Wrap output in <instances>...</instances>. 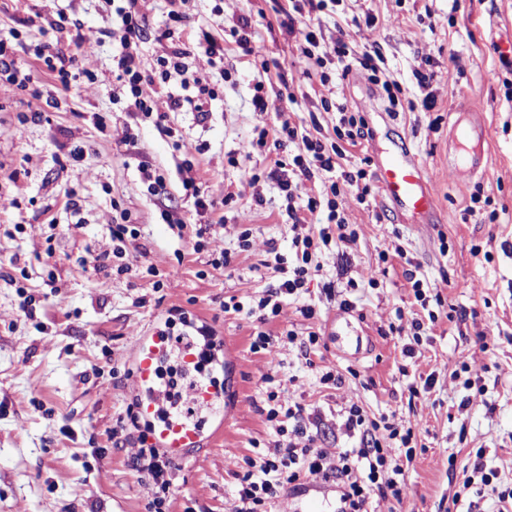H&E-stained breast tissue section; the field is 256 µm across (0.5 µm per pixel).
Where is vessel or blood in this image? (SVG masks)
Returning <instances> with one entry per match:
<instances>
[{
  "label": "vessel or blood",
  "mask_w": 512,
  "mask_h": 512,
  "mask_svg": "<svg viewBox=\"0 0 512 512\" xmlns=\"http://www.w3.org/2000/svg\"><path fill=\"white\" fill-rule=\"evenodd\" d=\"M458 131L465 146L457 157V169L481 167L485 155L478 143L485 136L484 130L466 123L460 125ZM376 178L385 196L399 211L411 214L419 223H427L435 210V201L416 154L402 151L391 155L378 165ZM231 352L232 344L228 339L197 345L183 342L181 337L158 327L133 337L131 361L137 384L136 409L148 427L154 446L168 458L186 457L212 441L213 436L199 415L205 411L219 423L228 422L234 390L229 385L196 381L181 394L177 404H169L166 391L157 383L161 362L176 353L185 364H210L227 374L235 368Z\"/></svg>",
  "instance_id": "vessel-or-blood-1"
}]
</instances>
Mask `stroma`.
<instances>
[{"label": "stroma", "mask_w": 512, "mask_h": 512, "mask_svg": "<svg viewBox=\"0 0 512 512\" xmlns=\"http://www.w3.org/2000/svg\"><path fill=\"white\" fill-rule=\"evenodd\" d=\"M287 9L288 0H193L182 24L187 32L202 26L225 37L238 18H249L254 37L277 63L263 71L229 46L224 63L232 78L218 89L206 121L188 109L168 117L176 134L201 146L193 174L217 203L208 216L207 245L197 252L192 226L200 218L182 195L180 156L151 121L126 112L113 75L118 44L98 47L88 63L98 79L77 93L55 86L32 54L45 40L48 20L62 14L83 28H103L112 23L111 6L105 0H0V38L22 32L21 62L58 101L44 110L38 100L0 84V512H148L152 488L131 468L139 439L113 447L112 426L132 402L131 336L151 329L173 307L201 314L232 340L239 405L220 439L175 462L169 512H232L235 471L254 446L271 445L274 433L260 411L267 367L250 349L258 323L224 313L222 304L232 297L255 304L278 279L275 255L291 252L284 194L271 181L247 183L242 173L268 168L298 147L270 144L249 152L257 126L277 127L296 108L313 111L322 134L334 135L337 114L323 110L318 81L290 66L297 44L281 33ZM369 14L378 19L376 29L363 24ZM396 15L401 23H393ZM313 17L324 38L335 37L343 18L357 43L376 39L385 75L413 101L421 96L413 76L417 56H431L440 80L429 112L384 111L364 70L345 80L332 74L331 83L337 102L358 107L373 132L365 148L348 149L342 169L353 170L364 157L375 166L386 152L410 150L425 168L436 213L433 223L416 224L383 195L367 207L354 193L344 195V216L358 240L346 255L333 246L319 253L322 270L302 297L315 305L316 317L290 310L269 325L317 332L314 365L305 367L295 351H284L278 380L319 419L322 447L355 444L344 427V410L353 404L377 415L395 412L400 426H416L418 449L406 468L404 500L377 496L374 510L448 512L475 459L497 471L498 488L512 487V102L504 96L512 70L498 55L512 46V0H327ZM259 89L269 102L262 116L252 105ZM38 109L42 120L16 135L20 115ZM470 110L481 115L488 155L472 175L448 165L456 154L453 123ZM145 164L164 176L162 194L143 181ZM478 185L492 197L496 221L468 214ZM71 196L78 210L66 208ZM118 209L143 228L127 245L129 272L85 271L80 258L87 249L110 247L108 226ZM165 209L186 222L184 231L163 223ZM245 230L250 237L243 248L238 237ZM223 250L230 263L212 266ZM146 261L158 269L163 288L141 277ZM412 262L440 302H416L405 275ZM50 270L51 289L42 283ZM24 273L35 298L30 318L19 308L13 283ZM342 297L351 310L339 309ZM450 306L458 311L451 320L445 316ZM400 310L423 321L433 311L438 319L417 342L388 333ZM406 346L414 347L413 357H403ZM328 368L355 374L328 388L319 382ZM429 378L434 384L426 393ZM302 482L301 490L281 491L272 512H303L309 501L336 497L320 476Z\"/></svg>", "instance_id": "1"}]
</instances>
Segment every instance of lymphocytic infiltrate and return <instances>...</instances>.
I'll return each mask as SVG.
<instances>
[{"label": "lymphocytic infiltrate", "instance_id": "lymphocytic-infiltrate-1", "mask_svg": "<svg viewBox=\"0 0 512 512\" xmlns=\"http://www.w3.org/2000/svg\"><path fill=\"white\" fill-rule=\"evenodd\" d=\"M113 7L114 19L110 27L76 31L73 48H65L59 40L49 39L34 52L38 62L45 66L53 79L63 89L80 86L82 81H95V74L85 66L97 48L108 39L118 41L119 54L116 62V79L127 100L126 109L133 116L152 120L161 133H169L166 123L169 113L181 111L192 105L200 117H207L208 103L216 97L217 89L229 80V69L218 66L224 56V44L213 38L208 30H197L191 49L172 47L170 52L156 60L154 73H147L142 66L138 47L146 39L163 41L173 37V24L186 18L188 0H169L170 27L150 29L146 17L137 9V0H107ZM288 36L300 46L291 66L304 77L314 75L318 65L332 64L342 76L363 69L378 72L382 60L381 47L377 40L356 44L349 40L344 28H337L331 44H323L320 28L289 15L282 24ZM17 46L0 39V76L5 77L19 91L32 97H40L30 69L17 58ZM193 58L206 59L204 69H190ZM179 76L181 93L168 94L159 99L157 82H168ZM336 110L340 116L334 128L336 142L326 137H317L301 132L299 125L285 121L275 129L260 128L249 149L263 150L268 140L276 144L301 142L296 154L274 160L266 176L276 182L288 200V219L299 232L293 238V259L276 256V270L280 275L277 283L268 285L258 302V322L261 325L251 343L253 352L263 354L267 372L263 377L268 388L265 392L268 409L266 420L275 431L276 440L272 448L257 452L246 459L237 473L235 512H267L266 507L286 486L296 484L302 475L317 474L324 481L336 485L344 502L343 512H372L373 496L402 500L406 480L404 461L413 460L415 448L413 428L400 427L388 417L370 416L359 405L345 410V428L357 434L358 443L351 448H340L329 452L319 444L320 433L311 426L305 406L292 394L273 387L272 382L284 366L282 351L290 347L296 350L299 359L310 360L318 343L316 332L301 336L290 328L277 332L269 331V323L280 319L287 302L300 297L308 281L318 276L321 266L314 260L319 245H335L347 249L358 239L356 229L348 224L339 209V201L347 189H355L358 204H368L375 194V186L368 171L357 167L346 172L342 182H329L321 195L305 192L306 181L316 174L335 171L342 159L343 145L358 146L370 140L372 132L359 110L339 103ZM111 249L89 252L83 265L97 269L118 262L119 272H128V265L121 259L126 252L128 239L138 238L140 229L133 224L128 213L109 227ZM132 469L140 479L153 485L154 498L149 503L150 512H169L174 492L171 462L157 448L141 449L131 462Z\"/></svg>", "mask_w": 512, "mask_h": 512}]
</instances>
